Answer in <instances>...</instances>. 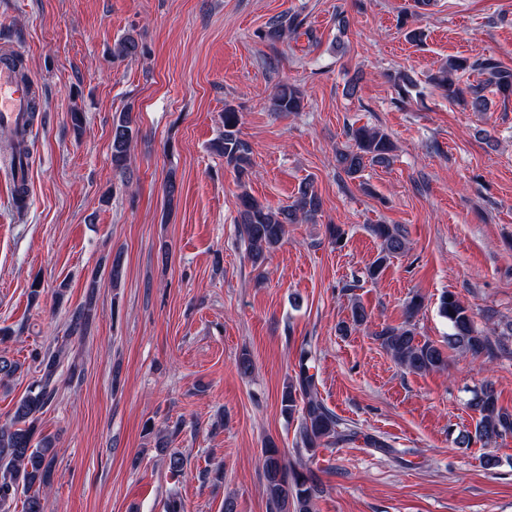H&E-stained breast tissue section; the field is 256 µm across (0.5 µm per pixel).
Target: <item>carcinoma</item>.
I'll list each match as a JSON object with an SVG mask.
<instances>
[{"mask_svg": "<svg viewBox=\"0 0 512 512\" xmlns=\"http://www.w3.org/2000/svg\"><path fill=\"white\" fill-rule=\"evenodd\" d=\"M302 20L295 14L276 17L267 24L263 38L277 42L297 33ZM142 51L137 38L128 34L115 43L112 55L135 58ZM475 72L482 79L460 86V73ZM430 81L448 93V97L469 107L473 112L489 109L486 92L494 88L503 101L512 98V69L497 60L478 58L472 62L466 58H450ZM303 108L302 93L292 85L283 83L270 98L272 112L293 113ZM241 117L234 106H224L223 130L211 143L210 149L224 157L239 181L251 174L252 145L241 136ZM351 145L340 153L338 163L350 179L362 177L369 164L384 165L390 162L393 143L389 136L366 125L348 129ZM134 138L131 111L119 113L112 124V168L125 169ZM240 235L247 245L248 257L254 264L265 262L282 243L286 228L300 220L311 221L321 209V201L311 182L299 189L297 199L288 208L273 211L247 192L236 198ZM372 232L381 240L377 259L367 270V276L375 280L390 260L406 249L401 229L392 224H375ZM97 274H92L85 301L70 315L69 336L83 337L89 331L96 315L95 289ZM439 312L448 321L446 345L417 338L413 324L386 326L377 333L380 345L402 367L413 373L441 370L448 365L447 350H457L474 358L491 350L488 337L475 327L473 317L455 296L448 292L441 298ZM70 342H65L54 352L34 348L31 362L36 364L39 377L28 387L27 393L16 403L11 419L0 424V512H9L15 501L21 502L22 512H44V493L52 485L57 457L55 442L38 433L39 414L55 395V382L62 357L67 354ZM313 359L312 350L301 349L297 382L285 387L282 397L283 411L293 416L297 408L296 394L303 397L300 408L299 438L310 451L323 445H336L356 437L357 432L328 409L312 390V376L307 374V362ZM22 364L0 356V384L12 380L21 371ZM468 405L480 415L474 433L459 437V443L468 445L472 438L489 445L512 433V413L498 404L494 388L485 385L473 393ZM261 469L270 512H311L313 500L319 493L314 479L306 473L292 469L273 440H268L261 450Z\"/></svg>", "mask_w": 512, "mask_h": 512, "instance_id": "cac0c4a2", "label": "carcinoma"}]
</instances>
